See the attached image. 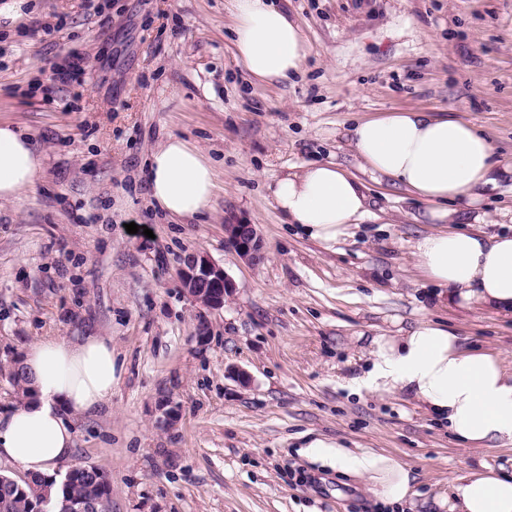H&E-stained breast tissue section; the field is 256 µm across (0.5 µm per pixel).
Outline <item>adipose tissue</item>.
<instances>
[{
  "label": "adipose tissue",
  "instance_id": "obj_1",
  "mask_svg": "<svg viewBox=\"0 0 512 512\" xmlns=\"http://www.w3.org/2000/svg\"><path fill=\"white\" fill-rule=\"evenodd\" d=\"M234 54L254 78L285 84L308 55L296 22L274 0H226ZM352 145L360 168L388 179L428 203L437 229L413 244L422 278L449 303L512 313V228L482 232L480 190L493 182L497 162L475 125L426 112L395 110L356 123ZM42 167L29 135L0 122V202L31 187ZM150 196L172 218L203 214L216 188L209 161L171 136L152 153ZM277 209L312 239L330 245L369 212L363 184L333 162L310 163L270 184ZM22 364L33 396L0 415V459L27 473L52 477L74 451L73 416L100 409L112 395V342L102 336L49 337L31 344ZM353 392L402 394L469 448L512 445V367L500 355L465 348L441 322H420L402 336L372 338ZM309 459L361 478L380 502L401 505L414 494L411 471L396 457L352 452L317 439ZM449 512H512V475L470 472L450 483Z\"/></svg>",
  "mask_w": 512,
  "mask_h": 512
}]
</instances>
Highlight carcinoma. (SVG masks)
Here are the masks:
<instances>
[{
  "label": "carcinoma",
  "instance_id": "carcinoma-1",
  "mask_svg": "<svg viewBox=\"0 0 512 512\" xmlns=\"http://www.w3.org/2000/svg\"><path fill=\"white\" fill-rule=\"evenodd\" d=\"M102 474L96 467L78 466L59 482L0 476V512H37L44 500L63 496L76 503L92 501L96 512H112V483L101 480Z\"/></svg>",
  "mask_w": 512,
  "mask_h": 512
}]
</instances>
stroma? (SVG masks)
Masks as SVG:
<instances>
[{"instance_id": "1", "label": "stroma", "mask_w": 512, "mask_h": 512, "mask_svg": "<svg viewBox=\"0 0 512 512\" xmlns=\"http://www.w3.org/2000/svg\"><path fill=\"white\" fill-rule=\"evenodd\" d=\"M26 2L21 18L0 16V121L30 136L43 167L0 203V414L16 406L7 368L29 344L108 336L111 405L74 419L70 464L109 474L112 512H446L454 475L512 473V446L461 447L408 399L347 386L372 337L420 321L512 365V314L432 296L412 249L430 229L426 204L361 173L349 137L396 109L474 124L501 164L485 229L511 219L512 0H279L309 48L284 86L236 59L224 0ZM75 55L80 80L55 81ZM171 135L215 167L201 217L170 219L149 196L148 155ZM315 161L358 175L371 200L329 248L267 190ZM235 217L256 226L261 263L226 244ZM195 250L236 284L222 309L181 287ZM316 439L392 454L414 472L412 500L384 506L302 456Z\"/></svg>"}]
</instances>
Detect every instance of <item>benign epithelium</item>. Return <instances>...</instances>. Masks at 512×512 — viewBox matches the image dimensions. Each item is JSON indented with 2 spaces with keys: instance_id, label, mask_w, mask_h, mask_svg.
Wrapping results in <instances>:
<instances>
[{
  "instance_id": "obj_1",
  "label": "benign epithelium",
  "mask_w": 512,
  "mask_h": 512,
  "mask_svg": "<svg viewBox=\"0 0 512 512\" xmlns=\"http://www.w3.org/2000/svg\"><path fill=\"white\" fill-rule=\"evenodd\" d=\"M227 244L245 261L254 264L264 259V245L255 225L236 219L225 225ZM185 293L196 303L209 309L224 306L235 285L224 268L204 252L188 254L179 268Z\"/></svg>"
}]
</instances>
